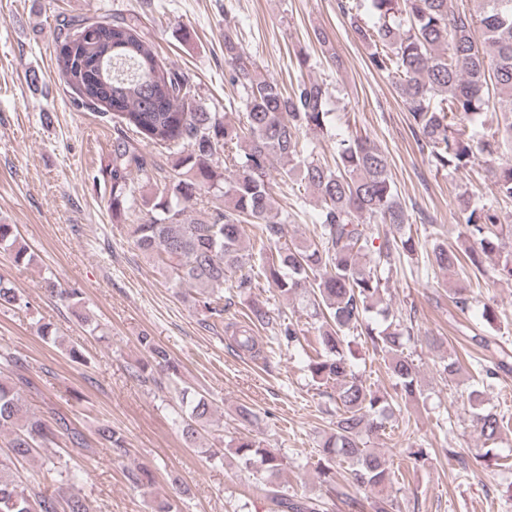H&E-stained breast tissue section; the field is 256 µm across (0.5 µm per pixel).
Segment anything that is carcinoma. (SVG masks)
Wrapping results in <instances>:
<instances>
[{
	"mask_svg": "<svg viewBox=\"0 0 512 512\" xmlns=\"http://www.w3.org/2000/svg\"><path fill=\"white\" fill-rule=\"evenodd\" d=\"M377 18L374 26L362 22L345 0L340 10L349 18L355 38L374 46L370 66L392 78L413 122L419 145L429 151L439 168L466 169L479 153L493 159L512 144V0H479L474 14L454 8L448 0H370ZM481 30L484 47L475 42ZM224 60L230 66L229 82L243 88L248 135L211 112L192 90L181 71L163 63L154 42L125 17L110 21L65 20L56 38V64L60 77L74 91L73 103L91 109L116 127L109 160L101 168L112 188L113 220L140 213L137 224L126 225L127 234L144 255L154 259L180 285L196 288L204 309L220 317L232 298L215 293L238 273L234 287L244 292L253 280L264 278L284 296L304 293L318 326L308 343L312 355L307 367L313 378L336 384L339 411L336 428L322 443L317 463L325 485L324 495L294 499L274 481L284 468V457L261 441L239 440L235 455L239 466L252 473L254 490L271 512H327L336 506V469L343 468L352 483L386 495L379 512H392L394 471L383 456L367 447V439L383 430L393 414L391 394L367 386L355 371L351 338L369 341L394 379V392L412 398L421 395L418 370L404 346L411 338L412 315L397 316L384 300L389 274L401 257L416 253L418 241L406 231L409 218L399 202L387 157L363 137H338L334 164L320 162L313 151L299 144L304 131L316 137L331 135L332 91L318 79L300 80L288 90L257 74L241 45L237 28L224 27ZM472 127L467 135L455 121ZM146 143L158 145L175 157L173 174L143 194L132 181L137 175L153 182L156 161L144 151ZM236 167L232 178L224 175V162ZM285 160L287 177L314 189L320 205L313 217L315 239L305 246L281 244L282 225L272 216L274 200L268 178L274 162ZM495 197L512 200V164L489 168ZM218 200L210 216L196 219L191 202L201 193ZM468 213L462 235L472 243L471 264L481 269L483 260L498 258L496 273L512 280V230L504 227L494 206L468 192L457 197ZM378 218L392 233L373 245L365 219ZM245 224L264 225L266 243L258 268L242 247ZM0 250L18 265L31 257L17 245L13 225L0 224ZM460 256L434 238L431 265L451 271ZM45 288L69 307L78 305V291L58 289L45 280ZM30 306L11 282L0 276V307ZM250 326L232 330L235 346L249 354L259 352L252 327H263L288 347H300L299 332L259 301L249 306ZM490 351L486 361L464 370L453 355L442 361V373L451 381L465 376L472 421L486 444L500 438L506 418L483 407V397L493 387L499 371L509 365L508 351L486 336L473 337ZM147 369L177 374L169 352L153 337H138ZM22 358L0 352V431L6 432L0 453V512H89L77 476L63 464L48 462L35 484L18 480L16 462L41 448L65 443L86 447L83 432L57 411L33 412L22 395L27 379L21 374ZM213 403L200 392L182 391L179 417L187 445L196 447L201 430L210 422ZM101 444L116 456L126 454L125 438L102 422L96 429ZM131 483L151 489L153 471L139 466L128 472ZM54 488L48 493V488Z\"/></svg>",
	"mask_w": 512,
	"mask_h": 512,
	"instance_id": "cac0c4a2",
	"label": "carcinoma"
}]
</instances>
